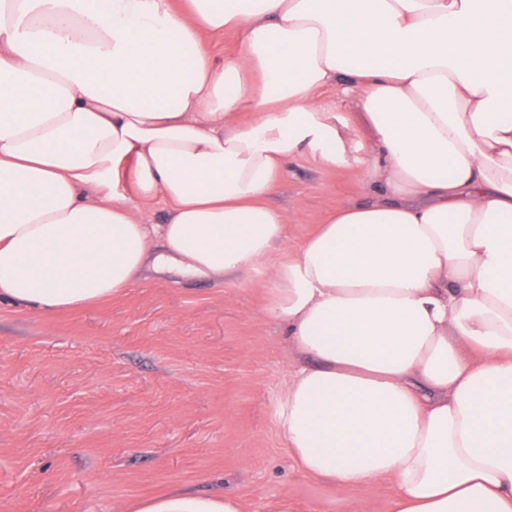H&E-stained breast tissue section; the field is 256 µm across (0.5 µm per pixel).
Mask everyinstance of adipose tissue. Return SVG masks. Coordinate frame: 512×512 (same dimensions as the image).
Here are the masks:
<instances>
[{
  "instance_id": "1",
  "label": "adipose tissue",
  "mask_w": 512,
  "mask_h": 512,
  "mask_svg": "<svg viewBox=\"0 0 512 512\" xmlns=\"http://www.w3.org/2000/svg\"><path fill=\"white\" fill-rule=\"evenodd\" d=\"M342 78L371 146L318 98ZM303 153L377 197L278 256L268 199ZM151 261L246 272L301 356L277 419L305 472L512 512V0H0V304L81 309Z\"/></svg>"
}]
</instances>
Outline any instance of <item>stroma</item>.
Listing matches in <instances>:
<instances>
[{
    "mask_svg": "<svg viewBox=\"0 0 512 512\" xmlns=\"http://www.w3.org/2000/svg\"><path fill=\"white\" fill-rule=\"evenodd\" d=\"M368 198L361 167L292 160L270 198L293 217L283 250ZM261 303L171 267L85 309L1 305L0 512H127L176 489L243 512H393L392 478L340 493L290 456L276 414L299 356Z\"/></svg>",
    "mask_w": 512,
    "mask_h": 512,
    "instance_id": "35a3bbf8",
    "label": "stroma"
}]
</instances>
